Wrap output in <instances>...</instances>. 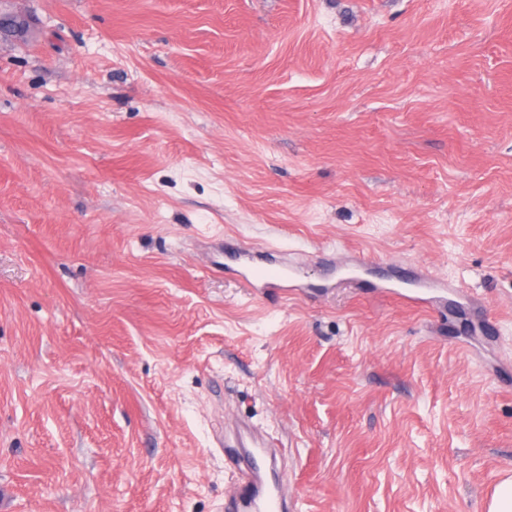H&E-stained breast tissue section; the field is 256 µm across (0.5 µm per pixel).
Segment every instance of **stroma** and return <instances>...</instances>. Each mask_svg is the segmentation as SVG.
Returning <instances> with one entry per match:
<instances>
[{
    "instance_id": "35a3bbf8",
    "label": "stroma",
    "mask_w": 512,
    "mask_h": 512,
    "mask_svg": "<svg viewBox=\"0 0 512 512\" xmlns=\"http://www.w3.org/2000/svg\"><path fill=\"white\" fill-rule=\"evenodd\" d=\"M0 512H487L512 474V0H0ZM230 246L301 261L255 294ZM369 259L362 281L323 258ZM450 281L412 307L378 285ZM391 279L395 281L391 282L392 287L381 286L380 288H384V293L408 302H417L425 299L406 294L404 292L406 288L424 289L432 292H441L447 290V288H452L446 279L437 278L427 273H420L411 267H399L393 272ZM250 445L243 437L237 445L224 444L229 449L228 459L238 467L233 492L225 500V512H287L288 501L281 495V480L275 469L273 442L252 435Z\"/></svg>"
}]
</instances>
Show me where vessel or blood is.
Wrapping results in <instances>:
<instances>
[{
  "mask_svg": "<svg viewBox=\"0 0 512 512\" xmlns=\"http://www.w3.org/2000/svg\"><path fill=\"white\" fill-rule=\"evenodd\" d=\"M295 266L283 260H266L247 279V287L260 292L293 288L297 285ZM388 292L404 298L406 289L416 288L432 292L447 290V280L421 273L410 267L396 269ZM227 457L238 468L232 493L227 497L225 512H288L283 498L281 481L275 469L276 452L270 439L251 436L249 442L230 446Z\"/></svg>",
  "mask_w": 512,
  "mask_h": 512,
  "instance_id": "1",
  "label": "vessel or blood"
}]
</instances>
